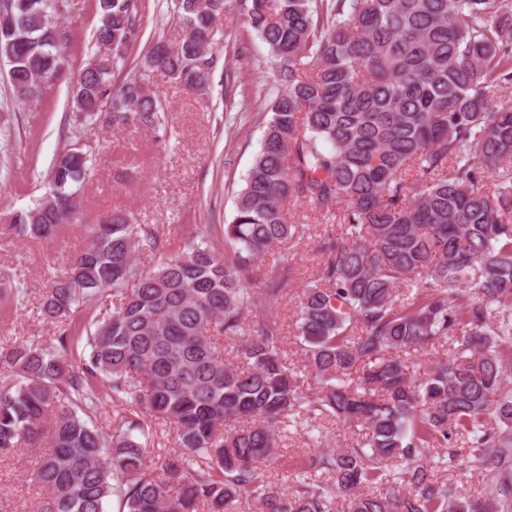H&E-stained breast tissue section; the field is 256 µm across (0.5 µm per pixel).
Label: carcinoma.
<instances>
[{
	"label": "carcinoma",
	"mask_w": 512,
	"mask_h": 512,
	"mask_svg": "<svg viewBox=\"0 0 512 512\" xmlns=\"http://www.w3.org/2000/svg\"><path fill=\"white\" fill-rule=\"evenodd\" d=\"M244 24L268 46L278 90L261 150L224 246L182 251L124 211L83 228L89 242L54 276L41 315L64 329L47 347L0 350V458L38 452L24 480L36 512H512V8L504 0H244ZM0 59L33 100L65 68L52 0H8ZM186 37L156 42L113 82L138 37L139 0H100L94 57L73 89V121L167 136L150 89L162 71L208 83L224 0H177ZM88 153L69 148L17 236L48 239L78 219ZM343 210L319 280L297 305L307 374L282 357L274 304L288 296V255L256 300L254 266L298 233L285 206ZM158 258L138 268L141 254ZM112 289L119 303L104 305ZM27 291L0 289L4 307ZM448 345L412 372L401 352ZM81 348L80 364H70ZM125 403L169 426L179 451L149 465L138 414L112 433L98 417ZM360 428L356 445L311 452L286 492L267 479L279 434L296 420ZM470 440V463L498 470L483 499L435 473ZM438 452H433V449Z\"/></svg>",
	"instance_id": "1"
}]
</instances>
